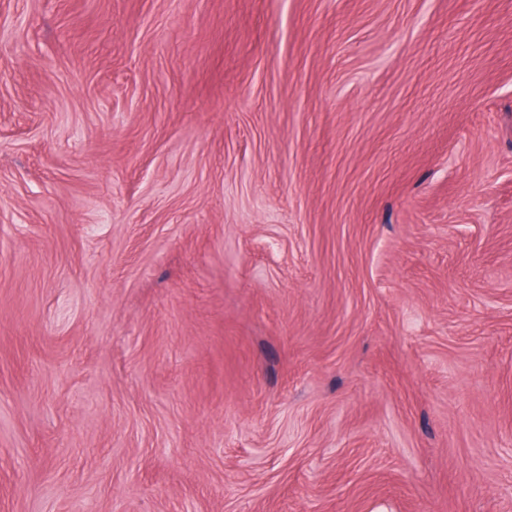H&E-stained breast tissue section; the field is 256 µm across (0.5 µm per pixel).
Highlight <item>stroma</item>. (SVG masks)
<instances>
[{
  "mask_svg": "<svg viewBox=\"0 0 512 512\" xmlns=\"http://www.w3.org/2000/svg\"><path fill=\"white\" fill-rule=\"evenodd\" d=\"M0 512H512V0H0Z\"/></svg>",
  "mask_w": 512,
  "mask_h": 512,
  "instance_id": "1",
  "label": "stroma"
}]
</instances>
